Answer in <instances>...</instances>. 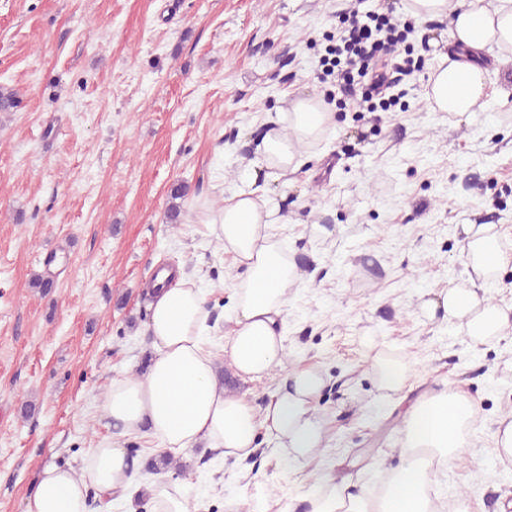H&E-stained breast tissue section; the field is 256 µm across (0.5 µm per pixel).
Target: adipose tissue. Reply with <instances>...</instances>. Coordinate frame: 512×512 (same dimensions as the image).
I'll list each match as a JSON object with an SVG mask.
<instances>
[{
	"instance_id": "1",
	"label": "adipose tissue",
	"mask_w": 512,
	"mask_h": 512,
	"mask_svg": "<svg viewBox=\"0 0 512 512\" xmlns=\"http://www.w3.org/2000/svg\"><path fill=\"white\" fill-rule=\"evenodd\" d=\"M415 18L453 14V39L461 58L435 76L432 93L441 111L470 112L488 95L479 56L489 40L512 45V0H412ZM332 115L312 100L300 99L288 115L289 136L268 133L262 141L266 159L282 169L295 161L293 141L321 136ZM271 210L254 192L242 191L225 201L206 227L224 252L245 267L234 282L235 326L228 361L241 376L260 377L283 367L287 357L278 324L288 310V289L299 271L287 250L270 233ZM463 256L477 278L423 301L420 310L431 320L461 327L473 346L504 336L512 329V312L490 303L479 282L512 262L501 248L492 224H466ZM207 295L184 273L164 272L153 290L147 332L156 358L140 377L113 382L103 409L122 433L149 427L170 448L185 449L205 441L223 449L225 457L241 459L267 433L275 452L286 459L308 460L325 446L327 430L314 401L324 386L319 370H289L284 386L262 408L227 391L219 383L211 354ZM478 407L460 388L445 384L407 401L402 413L403 465L393 472L384 492L362 499L345 481L326 478L323 493L309 498V512H440L439 494L431 490L422 454L440 461L469 453L468 427ZM87 477L56 467L44 468L26 512H88L87 483L101 492L125 488L135 477L124 449L103 443L89 451Z\"/></svg>"
}]
</instances>
